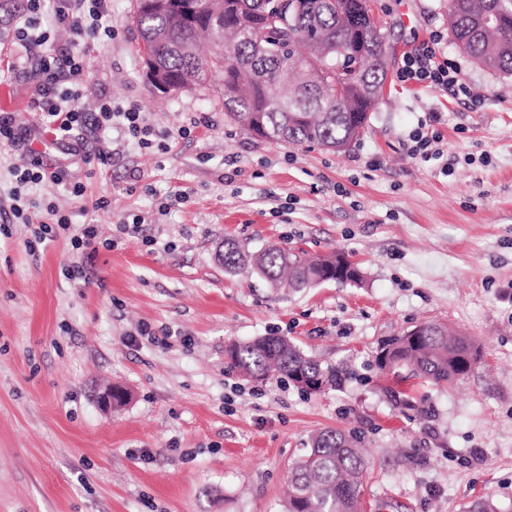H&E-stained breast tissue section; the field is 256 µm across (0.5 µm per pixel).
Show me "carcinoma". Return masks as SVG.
<instances>
[{
  "label": "carcinoma",
  "mask_w": 512,
  "mask_h": 512,
  "mask_svg": "<svg viewBox=\"0 0 512 512\" xmlns=\"http://www.w3.org/2000/svg\"><path fill=\"white\" fill-rule=\"evenodd\" d=\"M278 0H199L192 18L148 11L136 0L134 23L145 54L156 58L176 87L208 83L224 73V110L250 134L285 145L343 150L360 137L386 80L383 33L367 0H288L279 20L267 18ZM454 44L492 72L512 75V0H448ZM347 256L308 258L267 246L244 254L224 245V269L250 268L270 287L311 288L329 271L339 282L361 280ZM391 360L375 359L391 373L409 368L435 384L461 380L470 370V341L431 325L417 343L395 337ZM230 365L252 379L295 382L312 377L332 388L342 369L304 354L284 336L232 344ZM368 458L353 437L325 429L288 475L285 512H358Z\"/></svg>",
  "instance_id": "carcinoma-1"
}]
</instances>
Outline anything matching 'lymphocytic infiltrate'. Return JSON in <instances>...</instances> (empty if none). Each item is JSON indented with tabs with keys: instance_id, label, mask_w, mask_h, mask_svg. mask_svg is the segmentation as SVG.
<instances>
[{
	"instance_id": "lymphocytic-infiltrate-1",
	"label": "lymphocytic infiltrate",
	"mask_w": 512,
	"mask_h": 512,
	"mask_svg": "<svg viewBox=\"0 0 512 512\" xmlns=\"http://www.w3.org/2000/svg\"><path fill=\"white\" fill-rule=\"evenodd\" d=\"M69 31L75 49L62 51L53 48L52 28ZM115 31L109 18L106 0H26V7L11 30L12 45L25 50H38L39 81L30 99V106L46 129L74 152L84 155V161L100 167L112 161V137L121 135L147 144L152 131L142 122L139 106L126 108L113 104L110 97L99 95L94 111H86L84 100L90 92V60L85 44L113 37ZM439 35H432L420 48L404 55L397 70L402 84H416L430 89L447 91L456 98L472 99L473 93L460 76L458 65L441 57ZM94 128L100 134L96 149L84 154V131ZM14 185L10 191L11 211L16 219L29 223L35 242L46 244L60 234L70 236L77 254L88 256L96 252L100 239L99 225L88 223L73 227L65 214L53 204H40L32 197L34 187L52 184L65 187L71 196L85 194L82 183H69L59 170H49L36 157H22L11 167ZM45 208L55 215L53 223L30 224L29 212Z\"/></svg>"
}]
</instances>
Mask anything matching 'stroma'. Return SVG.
I'll list each match as a JSON object with an SVG mask.
<instances>
[{
	"instance_id": "stroma-1",
	"label": "stroma",
	"mask_w": 512,
	"mask_h": 512,
	"mask_svg": "<svg viewBox=\"0 0 512 512\" xmlns=\"http://www.w3.org/2000/svg\"><path fill=\"white\" fill-rule=\"evenodd\" d=\"M369 2L389 77L343 152L251 136L227 118L218 78L156 94L134 0L108 2L115 35L88 46L85 107L100 91L138 104L150 147L115 140L111 166L89 171L46 147L35 66L0 84V113L27 146L111 205L85 215L53 185L35 197L113 241L75 282L67 237L26 247L8 212L19 153L0 148V512H283L290 468L325 428L366 450L359 512H469L483 499L512 512V75L455 47L448 0ZM434 31L479 107L398 82L403 55ZM433 112L444 158L424 162L409 136ZM178 190L186 202H171ZM228 241L342 252L362 281L276 290L225 271ZM426 322L475 346L463 380L371 368L384 342ZM269 334L356 375L305 394L229 367L231 344ZM109 383L130 398L107 413L97 394Z\"/></svg>"
}]
</instances>
